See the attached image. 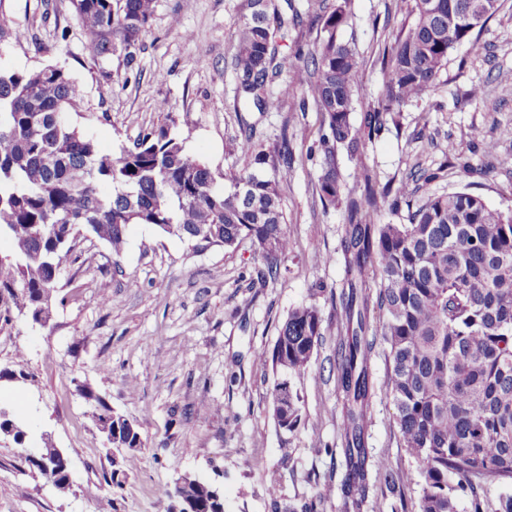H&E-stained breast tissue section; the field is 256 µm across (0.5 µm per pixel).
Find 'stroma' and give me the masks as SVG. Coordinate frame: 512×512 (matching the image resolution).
Masks as SVG:
<instances>
[{"label":"stroma","mask_w":512,"mask_h":512,"mask_svg":"<svg viewBox=\"0 0 512 512\" xmlns=\"http://www.w3.org/2000/svg\"><path fill=\"white\" fill-rule=\"evenodd\" d=\"M241 0H156L151 25L133 64L115 56L98 64L84 49L71 0H0V68L59 65L80 85L85 109L70 122L99 148L117 153L163 123L215 177L241 169L236 149L241 122L274 141L284 126L303 125L291 141L294 163L281 186L290 250L278 276L258 280L263 261L250 242L205 246L131 225L121 255L93 235L79 237L59 276L45 327L12 312L0 319V391L21 393L13 411L32 441L49 440L71 461L73 490L59 495L25 461V451L0 433V512H156L155 503L188 473L224 492L226 512H343L336 310L330 292L345 273L344 205L323 206L318 194L321 135L318 112L290 103L244 112L230 67ZM408 0H349L340 40L355 43L364 75L354 118L376 105L383 90L378 58L407 24ZM208 54L198 58L199 47ZM481 87L483 101L468 92ZM483 129L496 144L484 156L471 138ZM377 185L435 176L426 192L382 207L381 224H404L424 193L462 188L489 205L512 208V0L484 29L457 46L428 96L388 113L362 157ZM317 304L324 344L296 382L302 421L278 429L266 410L274 380L254 354L272 349L288 312ZM383 352L370 361L373 394L364 446L401 478L391 493L370 474L362 512H415L416 464L400 446L387 394ZM136 421L144 448L127 455L122 488L81 387Z\"/></svg>","instance_id":"1"}]
</instances>
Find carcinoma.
<instances>
[{
	"label": "carcinoma",
	"instance_id": "cac0c4a2",
	"mask_svg": "<svg viewBox=\"0 0 512 512\" xmlns=\"http://www.w3.org/2000/svg\"><path fill=\"white\" fill-rule=\"evenodd\" d=\"M411 22L383 51V94L360 125L352 120L354 96L362 81L355 46L336 39L347 19V0L322 17L328 36L316 43L303 65L282 52L291 32L302 36V19L290 0H242L231 68L244 104L269 112L293 101L298 111L322 116L320 199L339 201L336 150L363 154L385 116L421 98L434 85L456 46L473 32L460 24L471 0H412ZM96 61L118 55L135 60L155 10V0H72ZM84 106L72 74L58 65L37 70H0V237L12 251L0 254V317L11 308L32 323L50 318L57 281L71 244L89 233L120 255L133 224L211 246L232 248L250 240L275 277L288 256L290 238L280 184L292 164L290 138H307L304 128L283 129L280 140L255 139L241 129L243 168L217 181L172 132L176 120L144 134L112 155L73 126L68 114ZM364 201L346 206V285L331 292L339 309L336 372L343 393L340 437L346 472L345 509L360 512L368 492L369 468L389 489L398 476L383 460L369 461L364 420L372 395L369 360L384 346L387 389L396 410L400 443L416 462L420 487L417 512H512V208L489 206L466 190L431 195L406 224H378L381 205H396L406 182L375 190L366 169L358 170ZM112 185V193L102 191ZM382 313L373 328L370 313ZM324 341L323 316L315 305L292 309L278 327L271 351L256 358L269 364L275 380L268 409L280 429L302 420L294 380L308 370ZM96 427L109 430L110 447H144L137 425L101 397ZM58 450L45 442L30 467L60 495L72 490L70 475L47 470ZM492 486L504 491L491 497ZM167 512L176 500L195 499L205 512H224L211 501V485L182 474L166 494Z\"/></svg>",
	"mask_w": 512,
	"mask_h": 512
}]
</instances>
